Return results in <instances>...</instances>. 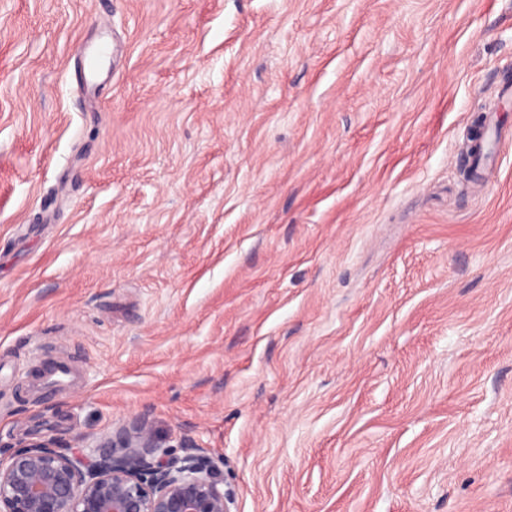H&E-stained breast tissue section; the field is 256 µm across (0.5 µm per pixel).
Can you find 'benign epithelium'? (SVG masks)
I'll return each mask as SVG.
<instances>
[{
  "instance_id": "obj_1",
  "label": "benign epithelium",
  "mask_w": 512,
  "mask_h": 512,
  "mask_svg": "<svg viewBox=\"0 0 512 512\" xmlns=\"http://www.w3.org/2000/svg\"><path fill=\"white\" fill-rule=\"evenodd\" d=\"M230 503L210 457L198 448L171 457L144 425L99 448L38 439L0 458V512H230Z\"/></svg>"
}]
</instances>
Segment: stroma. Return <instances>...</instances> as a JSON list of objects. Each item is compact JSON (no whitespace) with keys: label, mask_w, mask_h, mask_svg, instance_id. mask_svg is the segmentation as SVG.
<instances>
[{"label":"stroma","mask_w":512,"mask_h":512,"mask_svg":"<svg viewBox=\"0 0 512 512\" xmlns=\"http://www.w3.org/2000/svg\"><path fill=\"white\" fill-rule=\"evenodd\" d=\"M507 81L512 0H0V452L142 420L231 512H512ZM114 46V47H113ZM113 46L106 43H101L96 45V47L86 54L85 56V64L81 73V80L84 86L96 88L97 83V75L98 69L95 66V60L97 58H102L103 56L112 55L115 56V45L113 42Z\"/></svg>","instance_id":"35a3bbf8"}]
</instances>
